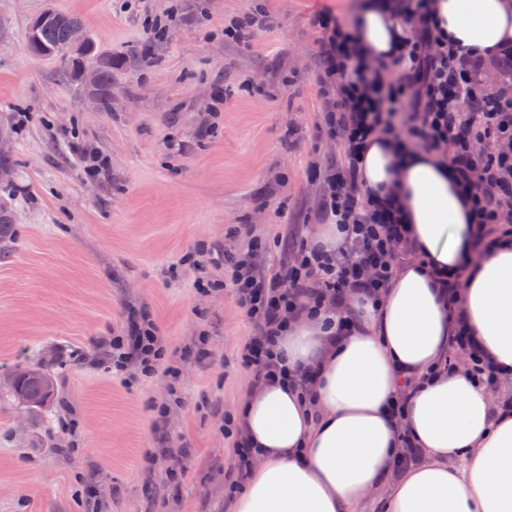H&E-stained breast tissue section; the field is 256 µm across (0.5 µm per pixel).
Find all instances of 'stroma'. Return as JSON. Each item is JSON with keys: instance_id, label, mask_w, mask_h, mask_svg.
<instances>
[{"instance_id": "35a3bbf8", "label": "stroma", "mask_w": 512, "mask_h": 512, "mask_svg": "<svg viewBox=\"0 0 512 512\" xmlns=\"http://www.w3.org/2000/svg\"><path fill=\"white\" fill-rule=\"evenodd\" d=\"M351 0H0V114L16 233L0 250V512H230L233 419L252 382L253 325L224 279L248 238L264 266L291 234L320 230L316 170L342 160L326 127L315 11L353 21ZM262 6L241 40L224 24ZM77 17L122 58L100 107L30 54L45 8ZM109 164L83 172L78 147ZM167 346L154 374L112 369L131 309ZM50 375L22 403L18 370Z\"/></svg>"}]
</instances>
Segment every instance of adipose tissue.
<instances>
[{
	"label": "adipose tissue",
	"instance_id": "ef3b65f1",
	"mask_svg": "<svg viewBox=\"0 0 512 512\" xmlns=\"http://www.w3.org/2000/svg\"><path fill=\"white\" fill-rule=\"evenodd\" d=\"M435 20L459 49L489 57L512 45V0H433ZM409 35L384 0H365L355 40L367 62L396 56ZM362 190L400 202L412 259L396 264L378 300L353 295L350 335L302 317L279 339L291 368L317 371L311 397L288 382L251 388L238 415L252 448L235 512H349L381 484L408 431L423 452L382 501L383 512H512V413L460 367H440L458 325L493 368L512 378V238L495 241L470 270V203L445 157L400 153L388 136L359 155ZM464 271L459 316L437 273ZM405 396L402 416L391 407Z\"/></svg>",
	"mask_w": 512,
	"mask_h": 512
}]
</instances>
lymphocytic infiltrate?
<instances>
[{"mask_svg":"<svg viewBox=\"0 0 512 512\" xmlns=\"http://www.w3.org/2000/svg\"><path fill=\"white\" fill-rule=\"evenodd\" d=\"M388 2L410 36L398 57L374 66H362L352 26L325 11L315 17L328 133L343 152L324 177L319 209L344 237L332 246L289 243L287 260L272 270L258 265L252 245L231 260L229 282L254 327L243 353L253 383L286 376L310 392L315 369L289 371L275 350L284 324L319 315L334 334L347 333L353 317L346 300L356 292L378 297L410 252L398 204L370 202L360 189L357 155L371 134L406 150L446 154L451 176L471 199L478 247L512 233V73L501 68L512 50L488 61L463 52L440 35L429 0ZM112 349L117 369L134 361L148 373L164 340L153 324L135 323L113 337Z\"/></svg>","mask_w":512,"mask_h":512,"instance_id":"lymphocytic-infiltrate-1","label":"lymphocytic infiltrate"}]
</instances>
